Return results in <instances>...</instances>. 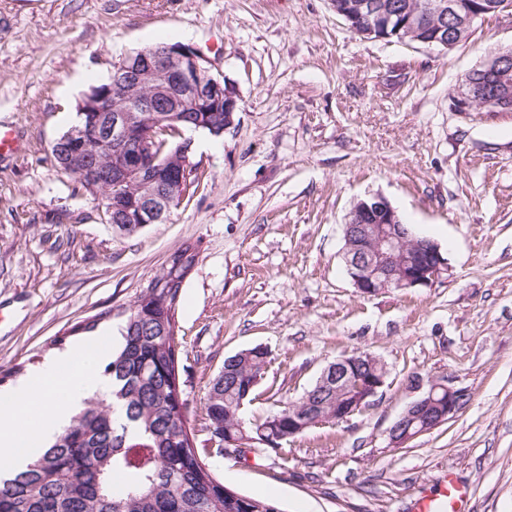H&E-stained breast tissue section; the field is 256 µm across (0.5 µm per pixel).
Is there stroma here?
<instances>
[{
	"label": "stroma",
	"mask_w": 512,
	"mask_h": 512,
	"mask_svg": "<svg viewBox=\"0 0 512 512\" xmlns=\"http://www.w3.org/2000/svg\"><path fill=\"white\" fill-rule=\"evenodd\" d=\"M186 33L239 110L211 149L190 132L196 191L122 235L52 146L115 62ZM507 49L512 10L446 50L359 37L329 0H0V126L21 143L0 156V373L41 366L53 339L90 320L120 334L135 298L191 245L177 317L199 447L211 445L209 386L242 350L270 354L248 419L301 397L343 355L386 368L369 407L280 454L208 456L225 485L283 512H409L452 473L468 512H512V112L452 107L464 75ZM376 194L440 246V282L356 292L343 226ZM432 378L468 403L391 447L390 427Z\"/></svg>",
	"instance_id": "35a3bbf8"
}]
</instances>
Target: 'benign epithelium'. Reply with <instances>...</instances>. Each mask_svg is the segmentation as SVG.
Here are the masks:
<instances>
[{"instance_id":"obj_1","label":"benign epithelium","mask_w":512,"mask_h":512,"mask_svg":"<svg viewBox=\"0 0 512 512\" xmlns=\"http://www.w3.org/2000/svg\"><path fill=\"white\" fill-rule=\"evenodd\" d=\"M442 22L453 26L456 36L486 20L484 11L453 13L445 4L436 7ZM484 74L493 86L498 103L512 100V52L491 55ZM112 87L118 93L136 90L124 105L112 104V95L99 99L96 111L105 113V128L99 138L102 149L112 152L117 162L112 166V185L97 182L94 193L113 186H130L139 199L132 201V212L120 225L124 233H134L146 224L164 221L176 200L184 199L191 188L194 171L188 154L191 140L183 137L174 143L165 157L167 177L155 174L161 154L155 153L157 139L167 126L188 119V113L201 111L200 104L209 102L213 111L224 113V127L234 121L239 110L235 87L212 70L211 61L195 48L184 45L145 47L129 53L114 63ZM343 259L356 291L376 294L388 288L430 287L448 271L441 248L434 241L413 235L397 215V211L381 196L360 199L352 206L344 224ZM366 360L377 379L363 393L336 407L335 422L347 420L370 405L378 389L385 383L386 370L379 359L357 353L327 365L318 377L316 389L303 399L302 405L288 414V425L298 434L314 424L326 422L318 416L322 399L346 390L354 366ZM423 396L413 400L389 430L390 444L399 448L430 432L460 411L465 393L437 379L418 386Z\"/></svg>"}]
</instances>
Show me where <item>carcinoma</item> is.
<instances>
[{
	"instance_id": "carcinoma-1",
	"label": "carcinoma",
	"mask_w": 512,
	"mask_h": 512,
	"mask_svg": "<svg viewBox=\"0 0 512 512\" xmlns=\"http://www.w3.org/2000/svg\"><path fill=\"white\" fill-rule=\"evenodd\" d=\"M374 13L359 24L379 26L390 14L386 36L418 42L437 29L427 10L432 0H367ZM413 16L416 27L406 25ZM482 68L470 71L458 99L471 97L481 110L486 94L479 90ZM112 79L90 88L77 106L75 127L85 129L82 151L63 155L56 165L77 176L84 159L93 156L97 113L86 104L111 92ZM129 202L125 188L103 202L107 219L121 215ZM196 254L187 246L156 276L132 304L122 342L103 373L112 379L111 400L91 398L56 443L13 478L0 481V512H284L273 499L246 495L224 485L205 461V454L224 455L259 448L279 453L292 437L289 401L274 416L249 421L243 416L269 363L257 348L243 350L224 361V370L211 383L204 403L206 427L224 429V445L200 448L187 431L186 404L180 383V346L172 332L184 279ZM246 438L240 448L229 440Z\"/></svg>"
}]
</instances>
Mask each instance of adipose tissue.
Here are the masks:
<instances>
[{"mask_svg": "<svg viewBox=\"0 0 512 512\" xmlns=\"http://www.w3.org/2000/svg\"><path fill=\"white\" fill-rule=\"evenodd\" d=\"M111 354V336L80 342L0 390L1 473H14L47 451L89 396H110L112 380L102 370Z\"/></svg>", "mask_w": 512, "mask_h": 512, "instance_id": "ef3b65f1", "label": "adipose tissue"}]
</instances>
